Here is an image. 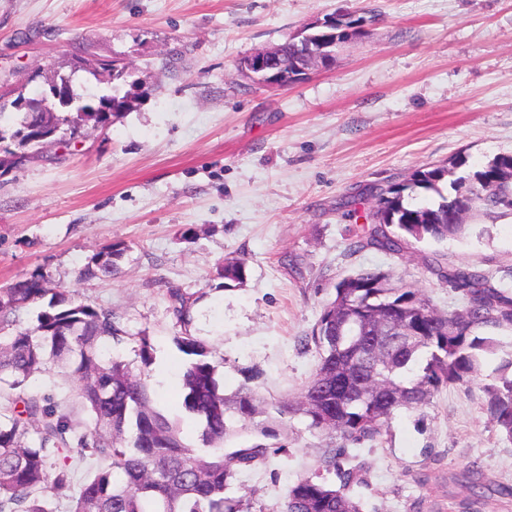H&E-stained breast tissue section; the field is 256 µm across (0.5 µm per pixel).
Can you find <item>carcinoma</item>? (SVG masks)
Wrapping results in <instances>:
<instances>
[{"instance_id":"cac0c4a2","label":"carcinoma","mask_w":512,"mask_h":512,"mask_svg":"<svg viewBox=\"0 0 512 512\" xmlns=\"http://www.w3.org/2000/svg\"><path fill=\"white\" fill-rule=\"evenodd\" d=\"M304 48L286 47L288 81ZM127 63L112 56L80 58L74 70L89 71L118 100ZM26 112L10 126L0 124V176L11 172L54 142L60 126L75 135L98 112H60L52 93L39 100L20 96L14 108ZM41 132V145L29 142ZM463 160L452 158L418 170L404 183L380 189L372 224L349 243L352 254L367 248L398 253L409 239L445 241L462 236L468 224L448 223L462 200L466 213L499 217L512 214V153H501L466 175H456ZM449 180L450 191L439 184ZM434 191L439 201L413 206L404 192ZM126 247L112 243L85 265L86 279L109 277ZM224 278L241 283L245 263H224ZM440 277L459 293L462 306L438 313L417 290L385 272L364 269L356 279L336 282L335 299L322 310L310 333L318 364L299 400L268 403L255 377L224 396L207 343L191 332L194 301L178 290L168 292L171 309L183 325L175 337L187 356L179 373L185 410L200 425L202 452L187 445L176 422L153 407L149 387L109 347L139 342L144 367L152 364L149 337L129 334L112 310L78 300L70 290L43 281L17 280L0 289V512H50L46 493L69 501L70 512H252L249 495H228L237 474L286 452L280 442L283 419L299 415L306 428L327 440L319 471L289 487L272 512H362L348 490L363 483L360 469L345 467L349 449L382 440L389 422L402 410L422 411L450 386H474L499 432L512 440V358L481 379L488 355L495 352L492 333L512 332V280L475 266L450 265ZM47 300L37 325L18 329V309ZM50 361L60 365L67 383L77 386L81 411L94 428L86 431L74 411L52 394H28L30 379ZM256 426L261 441L249 448L224 450L237 429ZM81 457L72 456L73 449ZM95 460L83 480L74 472ZM334 473L335 486L321 471Z\"/></svg>"}]
</instances>
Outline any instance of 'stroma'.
Listing matches in <instances>:
<instances>
[{
  "label": "stroma",
  "instance_id": "stroma-1",
  "mask_svg": "<svg viewBox=\"0 0 512 512\" xmlns=\"http://www.w3.org/2000/svg\"><path fill=\"white\" fill-rule=\"evenodd\" d=\"M339 11L375 19L329 67L282 87L238 73L243 57ZM88 50L137 69L133 106L0 177V288L37 277L150 336L149 368L135 342L111 352L144 371L187 444L200 427L176 398L186 357L169 289L197 296L192 331L213 348L225 393L255 374L274 402L312 377L318 356L301 338L340 278L385 271L445 313L460 301L438 269L512 270L511 215H475L466 238L396 254L347 250L379 189L451 157L470 171L512 152V0H0V109L41 98L52 67ZM115 242L127 247L117 274L80 278ZM232 259L245 262L243 283L218 275ZM282 442L286 453L236 478L268 506L326 446L300 417ZM358 455L363 512H512L498 493L512 485V441L466 387L399 412Z\"/></svg>",
  "mask_w": 512,
  "mask_h": 512
}]
</instances>
